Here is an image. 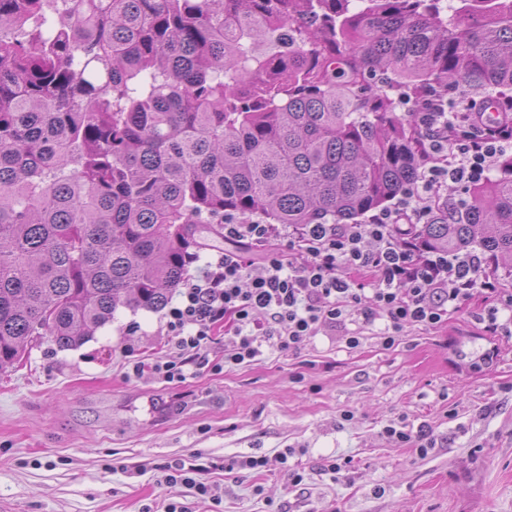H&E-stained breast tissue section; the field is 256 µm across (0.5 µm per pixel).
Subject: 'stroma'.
Returning <instances> with one entry per match:
<instances>
[{"mask_svg": "<svg viewBox=\"0 0 512 512\" xmlns=\"http://www.w3.org/2000/svg\"><path fill=\"white\" fill-rule=\"evenodd\" d=\"M483 306L473 298L389 349L380 320L358 348L324 329L250 364L224 365L219 342L209 359L223 371L183 383L132 371L169 351L162 310H119L70 349L43 338L0 373V512H512V335H486ZM490 348L472 371L469 354ZM399 419L432 428L435 448L387 438ZM248 456L268 464L240 468ZM180 462L217 499L168 484Z\"/></svg>", "mask_w": 512, "mask_h": 512, "instance_id": "35a3bbf8", "label": "stroma"}]
</instances>
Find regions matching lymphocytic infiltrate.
<instances>
[{
    "mask_svg": "<svg viewBox=\"0 0 512 512\" xmlns=\"http://www.w3.org/2000/svg\"><path fill=\"white\" fill-rule=\"evenodd\" d=\"M415 125L424 146L419 182L391 207L375 211L362 224H264L229 216L224 240L229 248L189 280L167 314L165 334L176 353L151 367L135 364L168 382L182 383L209 367L205 351L216 333L230 346V365L257 361L256 337L280 352L298 351L325 327L349 322L385 327L379 334L392 347L409 329H429L473 297L490 299L477 317L490 336L512 334V292L482 274L476 255L448 257L400 232V223H427L444 203L449 185L486 181L498 159L512 152V123L484 125L469 97L449 103L433 90L415 103ZM260 273H253V266ZM369 271L366 290L352 279Z\"/></svg>",
    "mask_w": 512,
    "mask_h": 512,
    "instance_id": "obj_1",
    "label": "lymphocytic infiltrate"
}]
</instances>
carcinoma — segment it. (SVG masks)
I'll list each match as a JSON object with an SVG mask.
<instances>
[{
  "instance_id": "obj_1",
  "label": "carcinoma",
  "mask_w": 512,
  "mask_h": 512,
  "mask_svg": "<svg viewBox=\"0 0 512 512\" xmlns=\"http://www.w3.org/2000/svg\"><path fill=\"white\" fill-rule=\"evenodd\" d=\"M0 0V371L157 311L224 216L356 224L421 174L405 102L506 117L512 0ZM512 278V153L413 228Z\"/></svg>"
}]
</instances>
